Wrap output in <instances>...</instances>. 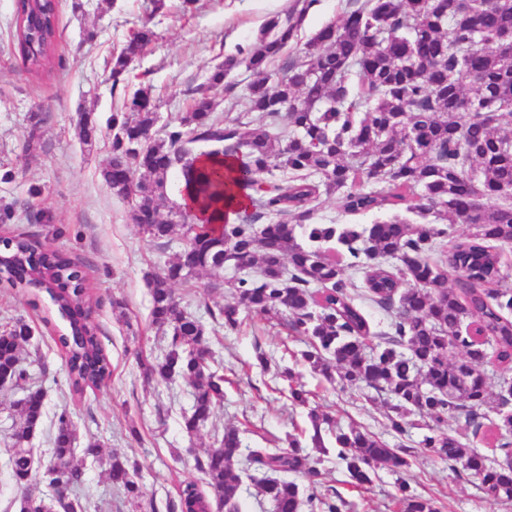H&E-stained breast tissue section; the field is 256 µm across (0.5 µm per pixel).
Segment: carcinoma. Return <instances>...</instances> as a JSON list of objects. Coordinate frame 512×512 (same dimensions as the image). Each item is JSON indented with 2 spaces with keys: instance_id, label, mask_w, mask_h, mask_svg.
<instances>
[{
  "instance_id": "carcinoma-1",
  "label": "carcinoma",
  "mask_w": 512,
  "mask_h": 512,
  "mask_svg": "<svg viewBox=\"0 0 512 512\" xmlns=\"http://www.w3.org/2000/svg\"><path fill=\"white\" fill-rule=\"evenodd\" d=\"M59 0H14L10 35L27 71L49 73L55 65ZM297 24L267 20L259 46L246 59L256 76L248 112L233 119L214 111L206 96L192 98L190 109L156 136L157 112L140 90L112 112L111 158L101 170L105 184L131 204L142 233L168 246L182 228L183 248L175 261L150 274L151 323L169 333L165 352L146 365V375L167 381L178 374L192 389L184 429L195 433L224 403V375L202 359L207 337L201 322L182 310L172 287L198 271L227 269L233 301L209 317L232 333L241 311L256 315L286 313L287 328L307 339L300 360L332 380L365 386L395 401L387 416L402 436L409 417L428 419L418 442L422 453L448 462L464 479L477 480L495 499L512 501V442L497 445L506 460L491 465L486 456L447 433L448 419L465 415L477 433L482 408L490 404L486 378L477 358L490 352L512 369V288L503 279L499 248L512 244V124L489 112L512 113V51L499 38L512 33V0H366L343 18L320 28L301 49V58L281 74L270 64L288 47ZM153 33L135 31L112 57L113 84L133 69ZM79 141L93 146L101 126L92 112L76 125ZM177 175L201 214L184 223L182 212L163 218L169 176ZM343 193L350 215L385 214L373 224H320L321 199ZM252 208L249 214L240 210ZM418 214L411 224L399 211ZM434 220H427L428 215ZM456 224L471 232L452 245L448 265L455 278L430 262L438 246L453 236ZM11 244L4 278L12 287L45 290L68 323L59 336L71 391L97 388L112 374L111 363L87 322L85 276L68 257L45 255L55 289L25 270L29 242ZM337 245L346 264L326 254ZM392 259L394 265L386 264ZM364 274L370 300L389 317L383 341L366 350L369 316L352 299L354 282L342 268ZM29 328L21 324L0 334V375L13 385L26 383L23 347ZM461 353L448 359V350ZM40 388H27L21 421L12 433L9 466L24 489L44 486L78 492L84 482L88 447H74L76 429L67 410L56 415L51 460L36 471L28 462L31 436L44 415ZM506 395L497 397L495 428L512 433ZM316 455L305 452L297 436L286 448L251 447L239 430H224L219 446L196 459L208 491L193 483L179 488L168 512H185L194 499L202 512L213 503L241 512L243 475L264 474L260 495L274 512H343L347 502L333 489L319 491L321 465L330 451L356 485L371 482L378 469L400 472L410 450L391 448L366 429L338 430L335 448L326 446L321 424L309 412ZM314 478L307 496L288 475ZM137 463L112 457L109 479L131 503L143 492ZM401 512H437L435 502L409 484L397 487Z\"/></svg>"
}]
</instances>
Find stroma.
Wrapping results in <instances>:
<instances>
[{
  "mask_svg": "<svg viewBox=\"0 0 512 512\" xmlns=\"http://www.w3.org/2000/svg\"><path fill=\"white\" fill-rule=\"evenodd\" d=\"M14 0H0V206L13 218L0 224V235L24 236L82 265L91 295V322L111 360L112 375L100 387L73 394L67 384L58 337L66 326L46 292L0 283V332L19 323L33 331L22 356L30 387L45 393L46 415L31 439L35 467L50 459L56 412L67 411L76 427L77 448L98 445L100 457L86 460L82 503L86 512H133L123 493L113 488L107 456L118 454L139 465L137 480L145 498L165 504L189 482L203 485L197 456L214 447L225 428H239L254 447L264 440L288 445L292 434H309L310 409L329 416L332 425L358 426L389 445L417 447L424 431L415 427L396 436L386 419L391 401L366 386L330 382L294 356L303 339L287 332L273 316L244 315L239 332L215 330L207 308L231 302L232 288L220 274L201 272L173 287L179 306L203 323L209 347L226 378L224 403L196 433L182 427L192 406L185 379H146L141 363L161 355L167 338L150 324L148 273L172 262L179 242L162 248L149 241L131 219L127 201L114 194L99 172L111 152L106 122L113 110L141 88L147 89L161 122L186 112L190 96L206 93L216 111L233 118L248 108L247 88L254 75L239 64L215 85L210 77L226 56L250 50L272 16L299 18L298 37L271 65L278 71L295 60L304 43L324 24L356 8V0H197L182 11V0H59L58 52L64 66L53 75L25 70L9 36ZM155 33L124 81L113 82L110 60L142 24ZM94 112L104 129L93 150L75 135L80 111ZM36 139H29V132ZM281 360L289 377L263 372L257 355ZM301 387L306 404L294 403L287 390ZM20 389H0V512H20L23 493L7 466L13 426L20 420ZM324 485L347 501L346 512H399L396 493L406 480L434 498L439 512H512L478 482L459 479L446 462L421 454L396 475L376 470L369 484L350 482L343 465L329 457Z\"/></svg>",
  "mask_w": 512,
  "mask_h": 512,
  "instance_id": "stroma-1",
  "label": "stroma"
}]
</instances>
